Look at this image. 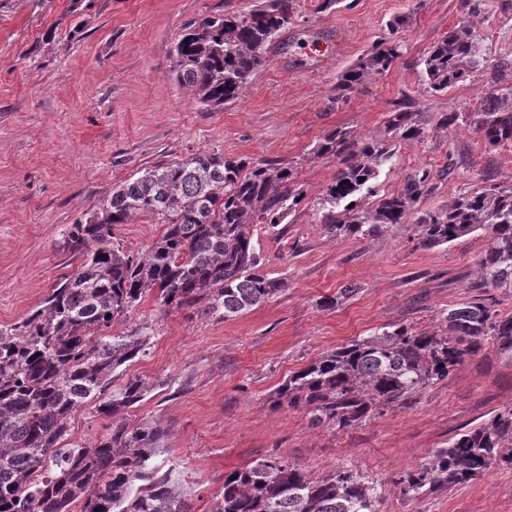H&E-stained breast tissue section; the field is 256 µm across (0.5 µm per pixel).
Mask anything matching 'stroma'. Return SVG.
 <instances>
[{
	"mask_svg": "<svg viewBox=\"0 0 512 512\" xmlns=\"http://www.w3.org/2000/svg\"><path fill=\"white\" fill-rule=\"evenodd\" d=\"M250 4L0 0V325L20 322L79 271L84 257L68 247V228L139 172L204 149L288 163L305 197L283 224L254 233L264 271L284 283L276 297L230 319L163 308L150 297L110 329L116 336L145 320L153 326L145 353L123 376L155 385L132 415L168 433L156 464L173 469L191 512H210L225 473L269 454L316 477L342 465L359 469L378 486L379 512H512L511 469L494 467L415 500L395 483L455 434L512 408V357L493 345L351 429L314 428L306 411L269 402L321 354L383 325L440 330L441 312L475 294L484 233L432 249L420 245L412 219L373 237L330 234L316 201L336 160L312 154L337 129L382 135L394 102L407 95L426 135L396 145L365 206L420 168L437 177L419 205L425 213L463 191L512 185V150H486L464 126H436L439 112L467 105L484 83L433 95L420 81L417 62L458 22L460 0H299L241 96L204 108L171 71L174 43L195 21ZM397 15L410 21L394 36L387 24ZM393 36L399 58L337 101L340 75ZM162 232L147 216L112 230L134 254ZM347 286L353 294L341 296ZM327 297L334 307H322Z\"/></svg>",
	"mask_w": 512,
	"mask_h": 512,
	"instance_id": "35a3bbf8",
	"label": "stroma"
}]
</instances>
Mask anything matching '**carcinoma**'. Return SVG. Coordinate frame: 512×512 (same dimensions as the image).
I'll return each mask as SVG.
<instances>
[{
    "instance_id": "1",
    "label": "carcinoma",
    "mask_w": 512,
    "mask_h": 512,
    "mask_svg": "<svg viewBox=\"0 0 512 512\" xmlns=\"http://www.w3.org/2000/svg\"><path fill=\"white\" fill-rule=\"evenodd\" d=\"M296 0H255L247 10L205 17L186 28L173 49L177 82L206 107L238 98L266 63L270 44L294 17ZM453 29L419 60L423 85L437 94L489 71V87L466 108L441 113V129L465 125L490 150L512 148V55L492 61L484 47L485 0H461ZM396 39L380 42L340 76L336 98L387 70ZM420 110L404 96L394 103L381 137L337 130L314 155L336 158L333 181L319 196L321 224L333 234L372 237L403 224L434 188L428 169L402 187L361 204L393 155L392 143L424 138ZM287 163L229 159L200 151L155 166L118 186L99 210L68 231L84 255L79 272L52 289L20 323L0 328V512H190L173 470L154 463L167 438L158 424L131 426L127 414L155 384L139 377L113 387L119 369L146 351L147 323L124 335L106 330L155 296L174 309H202L224 318L273 299L284 286L262 270L254 227L283 223L302 201ZM150 215L164 231L140 255L112 241V228ZM426 248L481 231L479 288H512V187L464 192L418 218ZM447 332L381 326L321 354L288 376L273 403L303 408L314 426L347 429L405 403L448 378L464 357L491 342L512 354V316L478 295L442 315ZM112 419L107 433L84 445L64 444L73 415L89 402ZM512 468V408L457 434L398 478L408 499L467 484L494 466ZM377 486L359 471L337 467L313 477L273 455L224 474L211 512H378Z\"/></svg>"
}]
</instances>
